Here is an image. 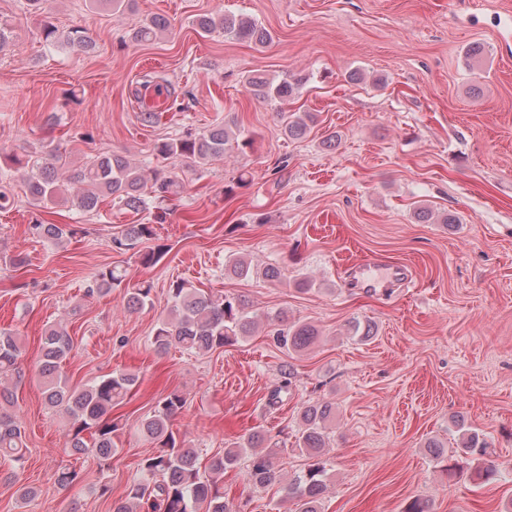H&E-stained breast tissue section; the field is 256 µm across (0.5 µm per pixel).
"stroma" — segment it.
I'll use <instances>...</instances> for the list:
<instances>
[{"mask_svg":"<svg viewBox=\"0 0 512 512\" xmlns=\"http://www.w3.org/2000/svg\"><path fill=\"white\" fill-rule=\"evenodd\" d=\"M218 13L253 18L273 43L198 34L196 17ZM156 14L169 29L128 43V31ZM45 18L62 31L85 28L95 52L46 45ZM1 23L12 36L0 47V185L11 201L0 211V330L20 338L14 412L27 453L16 483L0 482V512H110L153 450L138 420L173 390L186 404L172 429L201 460L269 431L281 482L255 488L242 470L224 476L244 512H285L281 483L306 465L296 434L311 398L336 408L322 512H405L418 497L432 512H503L512 502V0H137L120 12L99 0H48L43 18L26 0H0ZM476 43L485 53L472 61L466 51ZM356 69L364 81L348 83ZM287 71L308 81L283 102L255 97L247 83ZM147 73L176 94L174 111L152 122L140 85ZM281 109L317 113L318 122L288 139ZM219 123L236 125L251 147L202 163L166 160L178 195L141 214L111 201L95 214L62 203L53 222L81 227L80 236L58 243L29 234L46 215L26 195L27 156L56 150L66 171L101 153L153 167L158 142ZM332 131L339 139L330 148ZM243 172L250 182L240 187ZM421 205L454 224L418 223ZM128 224L153 225L142 246L164 247L155 266L112 249ZM17 254L25 266H11ZM240 256L255 275H225ZM116 264L129 285L151 284L152 306L127 311L120 288L86 298L94 276ZM269 264L281 268L280 281L259 276ZM303 278L309 290H298ZM177 280L287 312L313 325L317 341L291 356L261 325L207 354H157L153 333ZM356 318L372 321L374 336H354ZM59 321L73 339L71 385L118 370L140 378L119 410L125 427L105 466L70 455L66 420L42 399L41 334ZM287 361L292 389L269 406ZM460 417L484 434L489 448L475 464L496 466V480L446 471ZM64 466L80 470L77 488L58 487ZM22 486L38 497L21 500Z\"/></svg>","mask_w":512,"mask_h":512,"instance_id":"1","label":"stroma"}]
</instances>
